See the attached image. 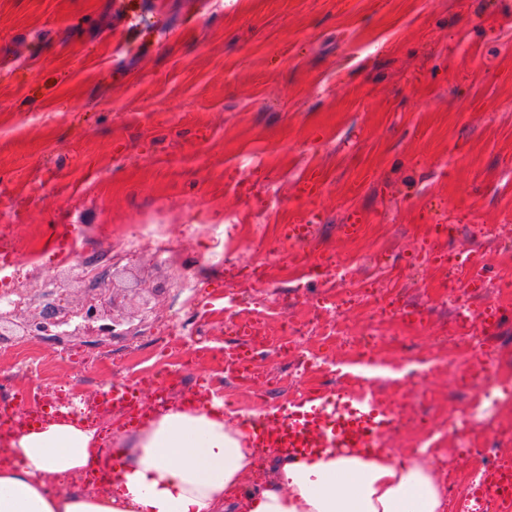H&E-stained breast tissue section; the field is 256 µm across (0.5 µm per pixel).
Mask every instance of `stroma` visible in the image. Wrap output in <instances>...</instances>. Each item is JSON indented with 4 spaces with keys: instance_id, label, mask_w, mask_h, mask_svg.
<instances>
[{
    "instance_id": "obj_1",
    "label": "stroma",
    "mask_w": 512,
    "mask_h": 512,
    "mask_svg": "<svg viewBox=\"0 0 512 512\" xmlns=\"http://www.w3.org/2000/svg\"><path fill=\"white\" fill-rule=\"evenodd\" d=\"M153 218L172 260L125 253L108 233ZM356 219L361 235H344ZM298 222L316 231L294 247L283 230ZM187 224L220 225L223 259ZM72 225L80 248L63 263ZM1 228L22 250L20 318L48 288L77 304L87 264L117 267L102 281L117 310L149 305L120 335L82 337L86 365L53 337L9 334L0 373L20 388L95 395L133 379L191 278L222 295L267 263L262 294L288 319L315 289L294 252H333L351 260V283L396 289L422 316L412 337L433 343L447 274L423 260L427 239L453 258L479 253L488 291L512 280V0H0ZM257 363L270 390L209 358L181 385L210 376L240 420L290 398L287 354ZM456 372L416 387L460 420L487 395H455Z\"/></svg>"
}]
</instances>
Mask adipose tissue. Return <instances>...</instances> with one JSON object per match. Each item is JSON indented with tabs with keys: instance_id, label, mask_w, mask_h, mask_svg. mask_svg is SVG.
Returning a JSON list of instances; mask_svg holds the SVG:
<instances>
[{
	"instance_id": "adipose-tissue-1",
	"label": "adipose tissue",
	"mask_w": 512,
	"mask_h": 512,
	"mask_svg": "<svg viewBox=\"0 0 512 512\" xmlns=\"http://www.w3.org/2000/svg\"><path fill=\"white\" fill-rule=\"evenodd\" d=\"M5 446L0 512H445L448 501L428 462L390 449L372 459L279 454L249 484L257 450L242 423L178 403L149 408L104 494L63 487L100 453L86 422L48 420Z\"/></svg>"
}]
</instances>
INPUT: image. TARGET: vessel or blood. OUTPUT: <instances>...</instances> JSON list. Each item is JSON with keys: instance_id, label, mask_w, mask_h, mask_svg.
Here are the masks:
<instances>
[{"instance_id": "b4317fda", "label": "vessel or blood", "mask_w": 512, "mask_h": 512, "mask_svg": "<svg viewBox=\"0 0 512 512\" xmlns=\"http://www.w3.org/2000/svg\"><path fill=\"white\" fill-rule=\"evenodd\" d=\"M253 370L254 360L248 343L227 349L226 375L249 378ZM100 397L123 408L122 429H131L143 422L142 383L116 380ZM55 416V411L43 404L28 402L17 392L0 402L1 421L19 417L31 426ZM399 419V408L383 402L369 389L341 391L334 395L311 390L298 400L266 409L258 418L246 420L245 425L257 447L279 453L314 456L331 450L340 457L351 454L371 457L383 447L385 437L395 430ZM489 501L507 507L512 505V468L488 470L475 485L464 508L466 512H483Z\"/></svg>"}]
</instances>
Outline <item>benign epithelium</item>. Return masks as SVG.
<instances>
[{
    "label": "benign epithelium",
    "instance_id": "7a95c632",
    "mask_svg": "<svg viewBox=\"0 0 512 512\" xmlns=\"http://www.w3.org/2000/svg\"><path fill=\"white\" fill-rule=\"evenodd\" d=\"M111 298L104 294L86 296L81 305L69 309L50 298L42 306L39 314L27 320L17 317L24 301L13 303L0 309V331L9 327L24 336H53L55 339L72 340L84 335L110 337L117 335L122 319L107 313Z\"/></svg>",
    "mask_w": 512,
    "mask_h": 512
}]
</instances>
